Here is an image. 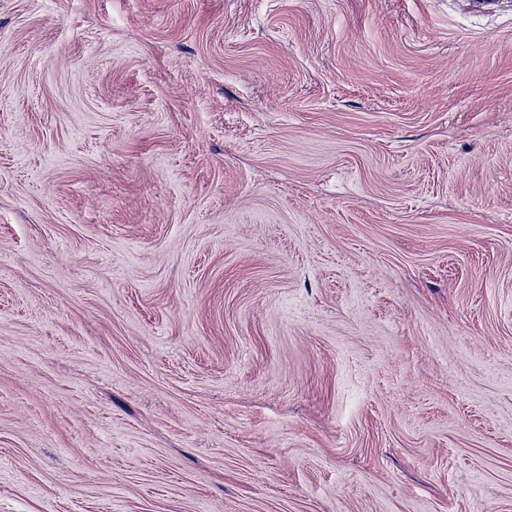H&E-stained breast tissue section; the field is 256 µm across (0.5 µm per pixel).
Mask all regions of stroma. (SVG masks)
<instances>
[{"label":"stroma","instance_id":"35a3bbf8","mask_svg":"<svg viewBox=\"0 0 512 512\" xmlns=\"http://www.w3.org/2000/svg\"><path fill=\"white\" fill-rule=\"evenodd\" d=\"M0 512H512V0H0Z\"/></svg>","mask_w":512,"mask_h":512}]
</instances>
